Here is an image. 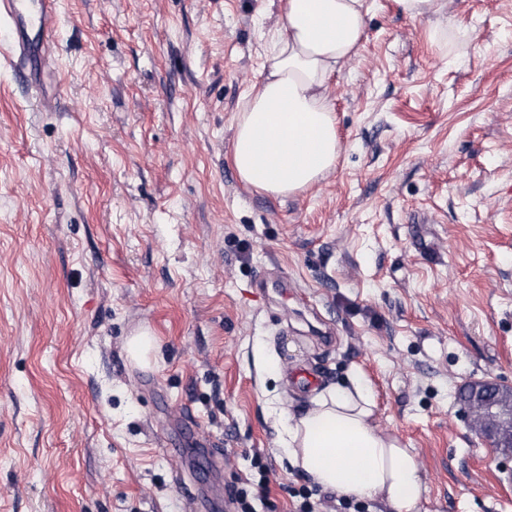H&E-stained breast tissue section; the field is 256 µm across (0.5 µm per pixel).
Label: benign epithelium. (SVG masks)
<instances>
[{
    "label": "benign epithelium",
    "instance_id": "obj_1",
    "mask_svg": "<svg viewBox=\"0 0 512 512\" xmlns=\"http://www.w3.org/2000/svg\"><path fill=\"white\" fill-rule=\"evenodd\" d=\"M458 400L472 431L500 454L512 456V386L493 376L466 383Z\"/></svg>",
    "mask_w": 512,
    "mask_h": 512
}]
</instances>
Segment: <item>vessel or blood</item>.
<instances>
[{"instance_id": "b4317fda", "label": "vessel or blood", "mask_w": 512, "mask_h": 512, "mask_svg": "<svg viewBox=\"0 0 512 512\" xmlns=\"http://www.w3.org/2000/svg\"><path fill=\"white\" fill-rule=\"evenodd\" d=\"M0 18L11 27L7 64L16 74L36 72L48 63L58 24L57 0H0Z\"/></svg>"}]
</instances>
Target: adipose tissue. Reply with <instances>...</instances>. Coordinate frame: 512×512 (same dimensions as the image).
<instances>
[{
  "label": "adipose tissue",
  "instance_id": "obj_1",
  "mask_svg": "<svg viewBox=\"0 0 512 512\" xmlns=\"http://www.w3.org/2000/svg\"><path fill=\"white\" fill-rule=\"evenodd\" d=\"M368 12L367 0H284L261 83L236 116L231 162L245 187L286 197L335 168L340 144L326 88L356 56ZM373 418V397L355 372L307 406L276 414L289 461L322 491L418 512L417 458Z\"/></svg>",
  "mask_w": 512,
  "mask_h": 512
}]
</instances>
